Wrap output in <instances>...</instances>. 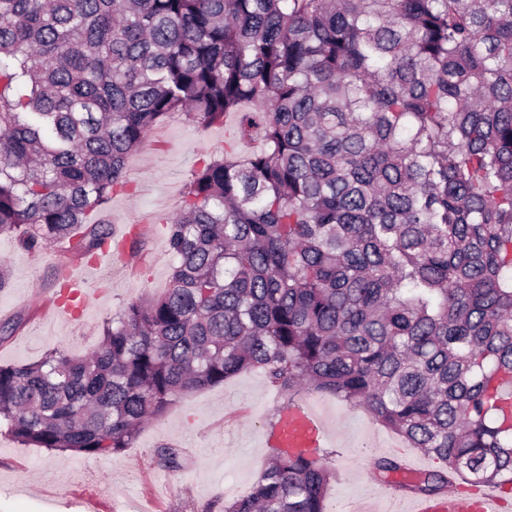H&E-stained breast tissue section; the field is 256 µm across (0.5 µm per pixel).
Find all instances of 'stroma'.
Returning a JSON list of instances; mask_svg holds the SVG:
<instances>
[{
    "label": "stroma",
    "instance_id": "obj_1",
    "mask_svg": "<svg viewBox=\"0 0 512 512\" xmlns=\"http://www.w3.org/2000/svg\"><path fill=\"white\" fill-rule=\"evenodd\" d=\"M237 125L234 113L206 130L178 115L156 127L128 158L131 191L113 194L89 216L116 232L141 230L139 254L113 262L109 287H102L85 262L59 265V248L32 253L13 237L0 236V268L9 274L8 287L0 290V322H21L0 342V364L29 363L52 348L86 354L98 343L104 320L168 287L173 259L162 225L177 214L193 171L202 159L223 151L246 154L261 146L257 137L241 140ZM66 274L87 283L83 306L69 314L52 309ZM300 399L328 430L324 450L334 471L328 488L332 512L396 494L394 484L374 475L375 458L398 456L419 469L434 468L431 457L408 447L365 410L329 396L304 393ZM280 402L255 370L189 394L117 455L27 448L0 436V512H207L219 499L250 493L271 454L260 436ZM163 446L179 449L186 468L157 465L155 451Z\"/></svg>",
    "mask_w": 512,
    "mask_h": 512
}]
</instances>
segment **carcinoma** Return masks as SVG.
I'll return each instance as SVG.
<instances>
[{"instance_id": "cac0c4a2", "label": "carcinoma", "mask_w": 512, "mask_h": 512, "mask_svg": "<svg viewBox=\"0 0 512 512\" xmlns=\"http://www.w3.org/2000/svg\"><path fill=\"white\" fill-rule=\"evenodd\" d=\"M230 113L263 146L193 171L168 288L104 321L87 355L0 366V434L116 455L258 369L285 400L362 408L436 460L399 483L411 495L450 474L512 485V0H0V236L100 254L110 227L88 215L151 130ZM332 476L276 448L217 508L328 512Z\"/></svg>"}]
</instances>
